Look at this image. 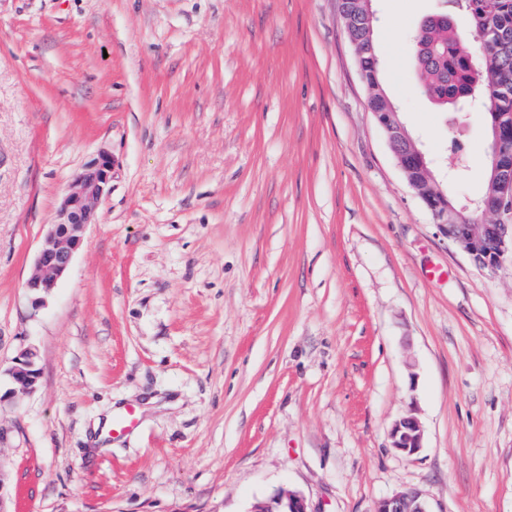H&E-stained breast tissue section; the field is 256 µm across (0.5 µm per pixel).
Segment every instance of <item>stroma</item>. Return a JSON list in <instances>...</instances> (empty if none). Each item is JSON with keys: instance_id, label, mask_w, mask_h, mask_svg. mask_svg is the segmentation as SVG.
<instances>
[{"instance_id": "stroma-1", "label": "stroma", "mask_w": 512, "mask_h": 512, "mask_svg": "<svg viewBox=\"0 0 512 512\" xmlns=\"http://www.w3.org/2000/svg\"><path fill=\"white\" fill-rule=\"evenodd\" d=\"M383 86L448 193L487 183L485 114L416 90L438 0H373ZM337 0H0L6 512H512V261L438 230L366 108ZM109 190L57 287L24 284L73 176ZM125 436L93 426L126 406ZM414 415L423 447L393 448ZM8 374L13 383L17 385L18 391L30 392L35 390L41 376L35 349L29 347L20 350L12 360ZM249 512H309L304 497L290 488H281L269 499L252 505ZM374 512H431L422 494L416 489H407L380 500Z\"/></svg>"}]
</instances>
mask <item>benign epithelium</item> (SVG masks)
Segmentation results:
<instances>
[{
    "label": "benign epithelium",
    "mask_w": 512,
    "mask_h": 512,
    "mask_svg": "<svg viewBox=\"0 0 512 512\" xmlns=\"http://www.w3.org/2000/svg\"><path fill=\"white\" fill-rule=\"evenodd\" d=\"M378 127L384 132L391 151L403 171L408 185L431 212L440 233L461 245L480 267L494 270L512 254V225L498 219L512 216V169L492 162L487 177L496 189V204L480 200L432 203L440 194V184L434 178L424 154L416 147L409 131L400 121L392 104L386 111L374 113ZM112 174V155L101 153L77 173L68 185L58 210L57 222L51 225L40 248L25 288L32 304L40 306L51 294L58 280L68 269L80 248L85 229L96 223L97 205L106 194ZM481 212L487 224L465 222L466 214ZM8 374L21 392L36 389L41 371L35 349L19 351L13 358ZM16 390V391H18ZM16 391L0 395V402L11 399ZM423 430L412 415L400 418L392 429V445L409 456L422 448ZM249 512H308L304 497L290 488H281L273 496L252 505ZM374 512H430L429 505L416 489L400 491L380 500Z\"/></svg>",
    "instance_id": "7a95c632"
}]
</instances>
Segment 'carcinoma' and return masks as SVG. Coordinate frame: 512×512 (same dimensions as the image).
Masks as SVG:
<instances>
[{
    "mask_svg": "<svg viewBox=\"0 0 512 512\" xmlns=\"http://www.w3.org/2000/svg\"><path fill=\"white\" fill-rule=\"evenodd\" d=\"M437 18L425 23L416 52L418 91L430 101L459 112L476 110L494 124L498 113H512V93L498 89L512 77V0H444ZM463 15L470 31L454 25ZM362 67L373 77V112L385 109L378 50L364 53Z\"/></svg>",
    "mask_w": 512,
    "mask_h": 512,
    "instance_id": "1",
    "label": "carcinoma"
}]
</instances>
